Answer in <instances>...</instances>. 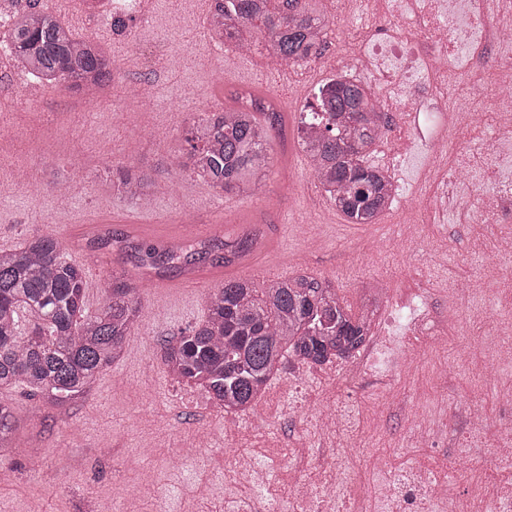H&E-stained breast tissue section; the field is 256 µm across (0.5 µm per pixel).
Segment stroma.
Masks as SVG:
<instances>
[{
	"label": "stroma",
	"mask_w": 512,
	"mask_h": 512,
	"mask_svg": "<svg viewBox=\"0 0 512 512\" xmlns=\"http://www.w3.org/2000/svg\"><path fill=\"white\" fill-rule=\"evenodd\" d=\"M35 9H51L79 37L109 44L118 68L115 86L152 82L153 99L142 106L106 97V109L75 98L64 85L45 86L17 73L0 57V113L14 115L1 131L10 137L15 164L34 176L33 187L0 192V248L12 249L32 231H50L66 241L67 257L86 273L89 308L100 302V271L126 269L145 277L162 276L166 285L143 293L146 309L140 327L128 341L134 352L112 364L81 398L62 410L46 408L40 397L15 387L8 398L19 419L16 447L8 463L14 468L11 485H0V512H98L112 493L135 496L137 512H154L163 497L166 512H236L250 498L260 512L270 496L287 497L288 448L296 426L315 434L316 407L328 393L318 378H310L308 407L289 405L281 387L302 377L304 366L287 361L266 390L264 415L227 416L215 410L200 391L172 382L160 360L161 349L173 334L205 318L207 306L197 289L180 287L191 267L224 263L223 247L186 261H168L169 245L156 237L129 232L132 224H224L235 237L255 236L249 254L251 279L260 286L306 269L331 280L340 296L360 308L368 283L387 275L397 294L428 285L440 317L448 315L449 278L477 276L487 255L468 253L466 242L477 225L467 223L461 206L469 192L460 188L448 196V209L437 221H422L419 213L388 212L376 224H351L317 187L302 151H289V138L298 133L319 85L347 57L345 30L373 26L375 14L363 0H351L345 29L326 38L319 55L304 74L279 62L264 48L249 52L233 71L218 74L215 55L205 35L206 18L189 0H154L149 20L134 19L129 37L113 35L104 18L88 12L82 0H21ZM180 47L174 62L164 61L161 45ZM274 98L284 120L273 133L268 153L272 172L265 184L248 195L227 197L204 180L176 172L172 160L182 146L183 121L189 113L223 108L239 89ZM97 127L93 143L82 138L83 124ZM130 162L147 172L158 192L150 209L110 187L105 158ZM58 174L82 171L85 180L71 195L66 219L56 213V198L45 170ZM233 211H226V203ZM164 256L151 269L141 266L147 249ZM512 311V287L499 289L479 301L478 311L464 315L457 334L439 349L423 348L421 376L404 378L397 361L381 357L386 381L365 375L342 387L341 394L356 408L354 425L367 441L355 470V492H371L377 473L378 451L395 463L414 464L433 475L447 474L445 448L457 443L458 431L442 442L439 451L411 448L398 409L369 414L385 384L417 389L433 416L444 420L461 401L480 400L496 414L502 391L512 388V368L501 371L496 385L473 375L486 358L473 353L459 357L461 344L486 335L494 315ZM246 449L256 470L273 472L276 481L244 490L237 483L225 447ZM39 448L43 460L31 468L28 451ZM150 470L155 490L138 486L142 470Z\"/></svg>",
	"instance_id": "1"
}]
</instances>
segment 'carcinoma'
I'll return each instance as SVG.
<instances>
[{"label": "carcinoma", "instance_id": "cac0c4a2", "mask_svg": "<svg viewBox=\"0 0 512 512\" xmlns=\"http://www.w3.org/2000/svg\"><path fill=\"white\" fill-rule=\"evenodd\" d=\"M5 2L16 67L49 86L112 83L115 63L101 42L76 37L51 12ZM214 2L210 37L241 50L263 45L287 65L316 56L331 26L317 0ZM315 99L299 128L301 150L336 210L351 224H370L393 200L391 182L367 163L387 123L361 82L331 79ZM279 124L276 111L247 108L238 97L221 111L197 112L183 130L185 152L173 165L221 194H250L268 179L267 144ZM112 185L144 205L152 202L155 182L134 165L115 166ZM252 244L247 237H224V264L243 258ZM85 289L83 267L67 258L51 232L36 231L0 250L1 390L21 384L46 407L61 409L123 356L145 312L138 284L106 273L92 314ZM378 299L377 287H370L363 310L354 313L330 280L307 273L265 288L248 278L226 280L211 295L206 318L166 341L162 362L173 380L202 389L224 412L252 411L287 357L321 364L350 356ZM14 423L10 403L0 398V451L14 448Z\"/></svg>", "mask_w": 512, "mask_h": 512}]
</instances>
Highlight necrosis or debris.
<instances>
[{"label": "necrosis or debris", "instance_id": "4bbe7bcc", "mask_svg": "<svg viewBox=\"0 0 512 512\" xmlns=\"http://www.w3.org/2000/svg\"><path fill=\"white\" fill-rule=\"evenodd\" d=\"M350 53L370 71L380 92L381 111L400 117L384 133L399 147L386 163L389 172L397 171L410 138H417L440 160L428 175L433 187L426 200L429 213L435 216L447 207L450 186H466L471 190L469 220L497 227L492 265L477 277L450 284L445 324L454 326L466 302L485 298L512 276V181L504 177L512 169V157L491 149L476 155L448 147L449 134L481 124L499 131L512 129V22L497 20L489 0H389L384 24L352 42ZM479 55L484 58L481 66L493 71L495 87L475 77ZM462 76L469 79L467 93L452 95ZM490 174L496 177L495 186L486 191L481 183ZM386 302L389 311L371 315L369 332L356 354L314 367V374L332 384L362 376L375 356L390 347L385 326L392 322L404 323L410 338L434 335V313L425 289L414 288L405 297L390 296ZM394 406L404 409L411 446L433 448L443 425L421 409L418 397L386 387L378 408ZM452 414L466 425L467 433L448 459L449 473L479 460L512 465V391L502 395L495 417L469 401L456 405ZM318 422L323 448L315 461L301 453L308 445L307 433L297 431L293 438L299 450L289 484L294 512H432L439 502L448 512H512L510 483L496 485L488 493L459 494L423 469H396L382 457L376 460L380 478L372 497L356 494L351 504H343L333 491L350 483L347 448L353 425L339 407L319 413Z\"/></svg>", "mask_w": 512, "mask_h": 512}]
</instances>
